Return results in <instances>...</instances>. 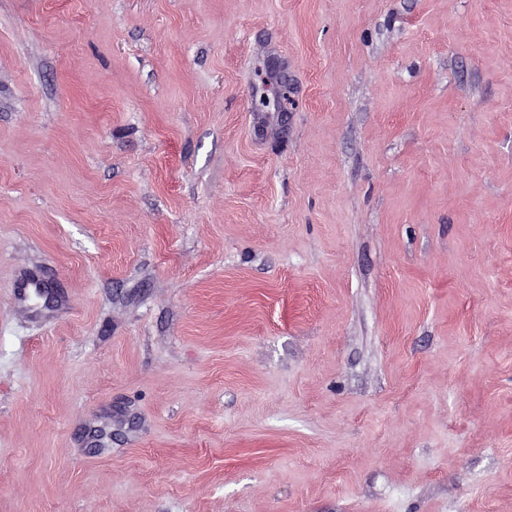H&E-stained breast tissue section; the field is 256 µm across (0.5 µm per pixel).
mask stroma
Instances as JSON below:
<instances>
[{
    "label": "stroma",
    "mask_w": 512,
    "mask_h": 512,
    "mask_svg": "<svg viewBox=\"0 0 512 512\" xmlns=\"http://www.w3.org/2000/svg\"><path fill=\"white\" fill-rule=\"evenodd\" d=\"M0 512H512V0H0Z\"/></svg>",
    "instance_id": "obj_1"
}]
</instances>
